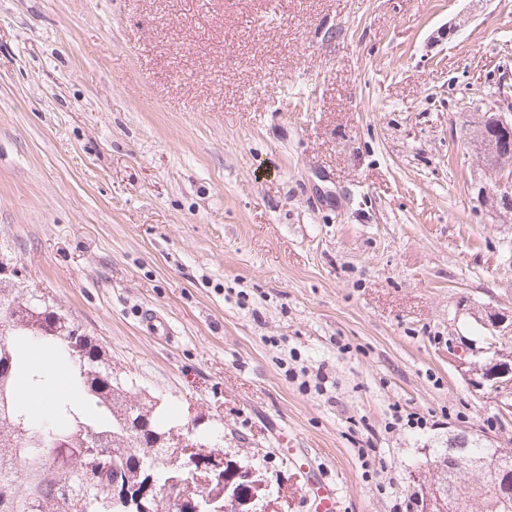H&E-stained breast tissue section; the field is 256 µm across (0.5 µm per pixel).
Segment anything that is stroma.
<instances>
[{
  "instance_id": "1",
  "label": "stroma",
  "mask_w": 512,
  "mask_h": 512,
  "mask_svg": "<svg viewBox=\"0 0 512 512\" xmlns=\"http://www.w3.org/2000/svg\"><path fill=\"white\" fill-rule=\"evenodd\" d=\"M506 87L512 0H0V257L283 512L323 472L394 512L449 433L512 440L450 350L512 311V212L461 132Z\"/></svg>"
}]
</instances>
